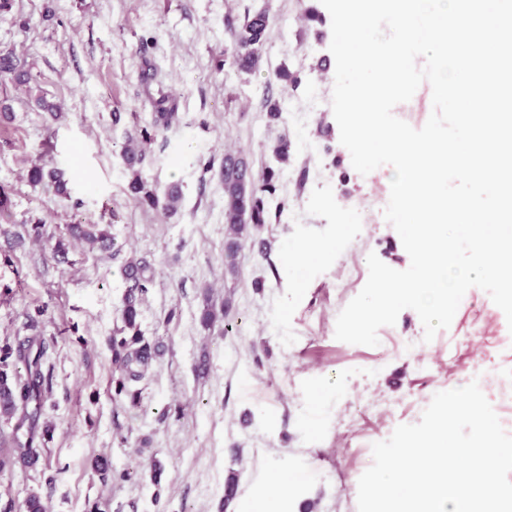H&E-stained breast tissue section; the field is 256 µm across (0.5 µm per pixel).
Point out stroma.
<instances>
[{
    "label": "stroma",
    "mask_w": 512,
    "mask_h": 512,
    "mask_svg": "<svg viewBox=\"0 0 512 512\" xmlns=\"http://www.w3.org/2000/svg\"><path fill=\"white\" fill-rule=\"evenodd\" d=\"M0 56L31 65L32 84L61 108L53 117L12 84H0V348L46 345L31 441L35 466L0 448V512H246L287 488L288 512H358V481L372 446L420 421L433 396L469 384L473 372L497 400L512 374V329L484 290L464 295L448 329L425 341L403 310L375 346L335 337L336 320L368 278L376 254L396 270L410 258L391 224L342 219L374 201L391 173L351 164L332 112L311 107L326 77L330 24L308 20L320 0H8ZM266 9L271 29L260 71L224 60L245 10ZM300 80L285 87L280 67ZM281 100L269 122L265 95ZM174 117L156 126V103ZM143 140L141 175L173 184L176 213L137 204L122 148ZM287 138L292 155L275 182L286 203L224 272L225 152L254 174ZM35 164L59 168L68 194L32 185ZM108 226L110 250L69 241L75 222ZM65 257H56V239ZM156 271L139 326L157 355L140 381H122L110 340L121 329L129 258ZM224 319L204 329L205 306ZM106 457L113 478L89 466ZM159 460L161 476L150 464ZM238 477L231 505L224 480Z\"/></svg>",
    "instance_id": "35a3bbf8"
}]
</instances>
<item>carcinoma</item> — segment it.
<instances>
[{
  "mask_svg": "<svg viewBox=\"0 0 512 512\" xmlns=\"http://www.w3.org/2000/svg\"><path fill=\"white\" fill-rule=\"evenodd\" d=\"M269 32L270 21L266 12L245 11L243 21L231 30V66L239 72L259 71L262 65V49ZM5 76L18 87L26 86L31 81L30 71L14 63L9 56L0 59V79ZM270 152L277 165L285 166L290 160L291 144L286 139H279L272 144ZM123 156L126 171L130 175L128 189L134 200L153 208L161 205L170 213L176 212L182 200L181 187L171 185L161 197L156 190L147 186L139 168L143 152L136 140H128ZM275 176L274 168L268 166L261 177L245 180L233 167V158H224L221 168L224 189V272L234 273L242 243L253 236L257 227L266 223V215L270 210H275L279 215L283 213L285 202L275 199V189L272 186ZM29 178L34 184L48 181L57 193L67 194L66 183L54 168L34 165L29 170ZM70 234L92 248L97 246L105 249L108 246V235L98 224H74L70 227ZM124 276L131 285L121 312L122 335L112 337V360L121 375L130 380H139L144 377L152 355L139 329L138 295L145 293L152 285L154 272L145 262L132 259L125 265ZM45 354L46 346L42 343L36 347L30 343L15 352L7 346L0 354V417L7 421L18 417L19 428L28 419L25 414L17 416L19 405L27 404L31 398L39 399L42 387L49 384L50 377L44 375L42 370ZM12 357L23 363L27 377H22L14 369L16 361H10Z\"/></svg>",
  "mask_w": 512,
  "mask_h": 512,
  "instance_id": "carcinoma-1",
  "label": "carcinoma"
}]
</instances>
